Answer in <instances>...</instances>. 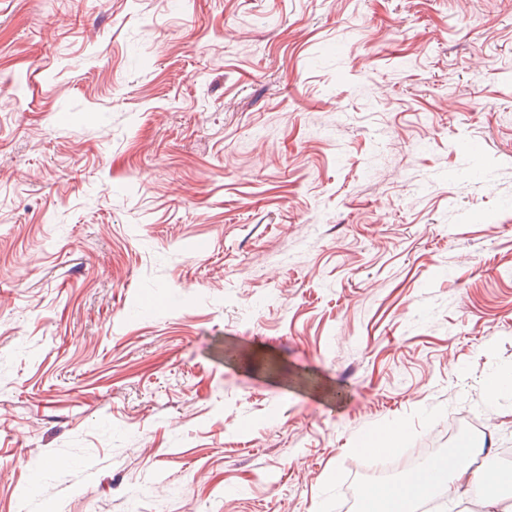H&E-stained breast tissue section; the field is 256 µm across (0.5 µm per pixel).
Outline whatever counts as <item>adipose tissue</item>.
<instances>
[{
  "mask_svg": "<svg viewBox=\"0 0 512 512\" xmlns=\"http://www.w3.org/2000/svg\"><path fill=\"white\" fill-rule=\"evenodd\" d=\"M473 454L467 443H460L440 469L417 470L406 481L373 491L364 500V512H416V506L446 487L462 494L477 491L484 481L511 483L512 473L499 471L487 475L472 466Z\"/></svg>",
  "mask_w": 512,
  "mask_h": 512,
  "instance_id": "obj_1",
  "label": "adipose tissue"
}]
</instances>
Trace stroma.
Returning <instances> with one entry per match:
<instances>
[{
    "label": "stroma",
    "mask_w": 512,
    "mask_h": 512,
    "mask_svg": "<svg viewBox=\"0 0 512 512\" xmlns=\"http://www.w3.org/2000/svg\"><path fill=\"white\" fill-rule=\"evenodd\" d=\"M0 100V512L512 439V0H0Z\"/></svg>",
    "instance_id": "stroma-1"
}]
</instances>
